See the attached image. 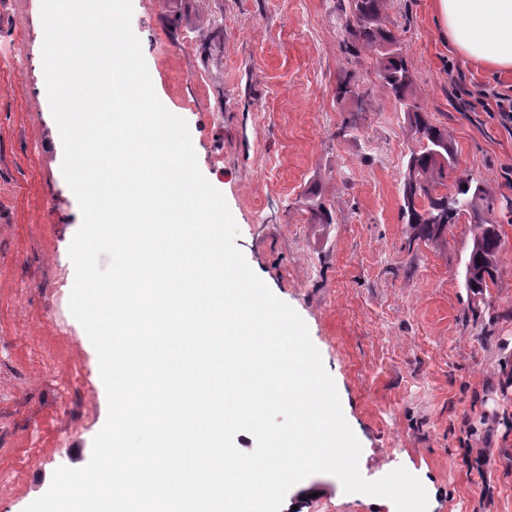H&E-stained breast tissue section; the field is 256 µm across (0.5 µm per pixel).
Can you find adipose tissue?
<instances>
[{"label":"adipose tissue","mask_w":512,"mask_h":512,"mask_svg":"<svg viewBox=\"0 0 512 512\" xmlns=\"http://www.w3.org/2000/svg\"><path fill=\"white\" fill-rule=\"evenodd\" d=\"M436 20L460 55L512 70V0H435Z\"/></svg>","instance_id":"adipose-tissue-1"}]
</instances>
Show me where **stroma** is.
I'll use <instances>...</instances> for the list:
<instances>
[{"instance_id":"obj_1","label":"stroma","mask_w":512,"mask_h":512,"mask_svg":"<svg viewBox=\"0 0 512 512\" xmlns=\"http://www.w3.org/2000/svg\"><path fill=\"white\" fill-rule=\"evenodd\" d=\"M347 0H132L131 27L161 103L189 128L202 174L252 270L305 321L376 480L405 467L428 512H512V134L472 108L512 85L462 58L434 0H383L412 98L447 128L459 174L487 181L505 242L483 297L464 286L469 215L416 238L401 215L418 136L380 87L374 51L344 44ZM41 0H0V512H24L55 470L85 466L108 402L97 353L69 309L82 216L42 63ZM28 63L17 77L14 57ZM371 89L336 96L339 83ZM328 223H321L320 213ZM84 374L67 388L74 370ZM281 512H396L315 473Z\"/></svg>"}]
</instances>
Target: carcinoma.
Here are the masks:
<instances>
[{"mask_svg": "<svg viewBox=\"0 0 512 512\" xmlns=\"http://www.w3.org/2000/svg\"><path fill=\"white\" fill-rule=\"evenodd\" d=\"M382 0H348L346 19L352 40L345 43L351 53L371 47L377 54L380 86L405 108L410 125L419 135L420 148L411 153L404 183L402 216L417 237L441 236L448 225L464 213L471 217L472 247L465 264V288L473 296L484 295L495 280L503 251L499 225L491 218L487 182L468 176L455 179L454 190L441 193L456 164L448 132L433 125L427 114L409 98L412 78L407 61L397 47L396 35L387 28L381 13Z\"/></svg>", "mask_w": 512, "mask_h": 512, "instance_id": "cac0c4a2", "label": "carcinoma"}]
</instances>
